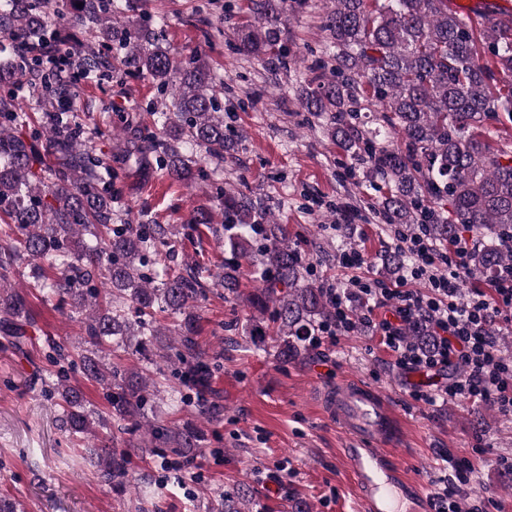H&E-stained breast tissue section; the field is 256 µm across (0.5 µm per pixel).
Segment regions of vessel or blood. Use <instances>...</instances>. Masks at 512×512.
<instances>
[{
	"mask_svg": "<svg viewBox=\"0 0 512 512\" xmlns=\"http://www.w3.org/2000/svg\"><path fill=\"white\" fill-rule=\"evenodd\" d=\"M328 413L344 433L343 454L363 512H431L424 481L393 461L403 443L402 427L382 392L353 378L339 379Z\"/></svg>",
	"mask_w": 512,
	"mask_h": 512,
	"instance_id": "1",
	"label": "vessel or blood"
}]
</instances>
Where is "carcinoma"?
Here are the masks:
<instances>
[{
  "instance_id": "cac0c4a2",
  "label": "carcinoma",
  "mask_w": 512,
  "mask_h": 512,
  "mask_svg": "<svg viewBox=\"0 0 512 512\" xmlns=\"http://www.w3.org/2000/svg\"><path fill=\"white\" fill-rule=\"evenodd\" d=\"M68 2V23L91 32L93 42L71 41L52 0H0V333L18 351L33 343L35 318L9 282L24 261L43 304L84 314L77 358L45 337L53 355L43 394L60 407L62 428L87 439L100 481L122 493L131 486L133 448L119 434L143 431L147 451L165 467L169 452L186 461L203 452L201 425L213 415L202 394L221 369L196 340L210 283L236 297L239 259L260 270L261 286L249 296L257 312L249 336L257 347L274 337L283 363L305 354L334 313L283 225L242 192L220 197L232 258L217 272L179 257L177 248L178 238H192L201 226L217 232L206 206L179 226L112 223L103 159L59 103L72 99L87 75L107 72L114 57L149 76L162 96L147 112L155 173L185 183L204 176L202 158L218 169L234 152L224 132V83L202 53L171 50L161 35L163 18L146 14L131 27L126 18L138 9L136 0ZM331 2L332 50L319 64L321 76L299 89L300 106L324 119L328 137L364 165L366 178L388 186L378 201L388 223L435 243H453L464 231L481 237L470 268L495 280L512 266V142L495 148L483 132L504 118L512 123V9H492L477 32L449 0ZM251 3L255 22L238 31L239 49L273 66L288 55L280 39L288 0ZM23 41L44 51L21 60L15 48ZM37 78L35 101L53 115L46 123L34 122L13 93ZM368 112L378 113L374 127L365 122ZM159 314L172 318L174 329L160 325ZM405 334L421 347L432 341L422 319ZM121 349L143 362L159 359L177 385H161L144 367L106 362ZM76 367L101 388L108 414L91 408L71 384ZM163 393L177 411L195 405L200 424L150 420L147 405ZM211 512L264 510L239 489L216 492Z\"/></svg>"
}]
</instances>
